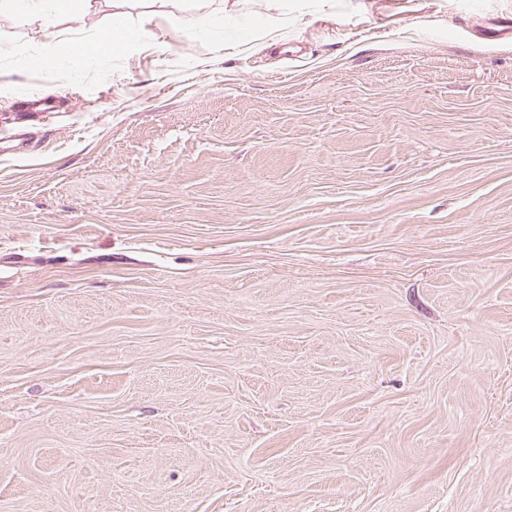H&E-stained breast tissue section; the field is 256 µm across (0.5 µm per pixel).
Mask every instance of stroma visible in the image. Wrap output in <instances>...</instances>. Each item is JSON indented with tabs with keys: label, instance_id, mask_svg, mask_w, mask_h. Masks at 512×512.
<instances>
[{
	"label": "stroma",
	"instance_id": "35a3bbf8",
	"mask_svg": "<svg viewBox=\"0 0 512 512\" xmlns=\"http://www.w3.org/2000/svg\"><path fill=\"white\" fill-rule=\"evenodd\" d=\"M112 3L0 14V136L66 105L0 150V512H512V0ZM201 9L198 24L201 29L217 23L224 22V0H190ZM55 108V101L40 94H31L15 102V110L21 116L39 112H53Z\"/></svg>",
	"mask_w": 512,
	"mask_h": 512
}]
</instances>
